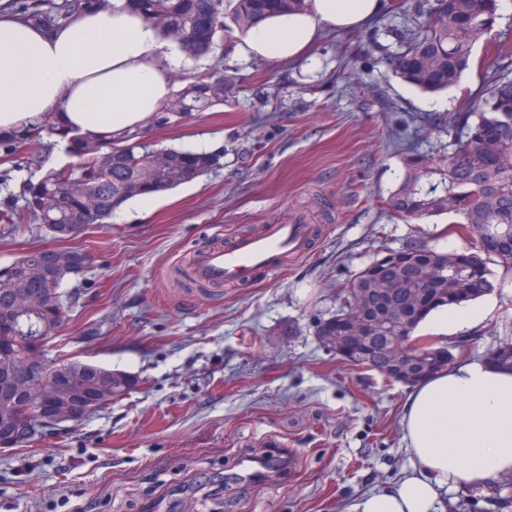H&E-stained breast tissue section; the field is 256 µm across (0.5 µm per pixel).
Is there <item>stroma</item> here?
<instances>
[{"label": "stroma", "mask_w": 512, "mask_h": 512, "mask_svg": "<svg viewBox=\"0 0 512 512\" xmlns=\"http://www.w3.org/2000/svg\"><path fill=\"white\" fill-rule=\"evenodd\" d=\"M384 23L326 31L305 57L272 65L230 52L239 91L162 147L220 154L218 167L155 195L150 211L89 225L67 247L92 257L68 281L65 325L46 348L131 375V391L67 431L0 449V512H347L409 468L400 426L406 385L324 348L318 325L338 288L381 253L424 239L463 250L445 213L411 224L383 201L403 152L442 155L446 130L420 133L434 96L403 83ZM303 220L311 251L248 282L199 288L180 272L198 251L267 224ZM33 224L0 233V265L53 244ZM464 358L512 341V272ZM289 456L291 470L240 486L247 457Z\"/></svg>", "instance_id": "stroma-1"}]
</instances>
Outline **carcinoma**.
Here are the masks:
<instances>
[{"mask_svg":"<svg viewBox=\"0 0 512 512\" xmlns=\"http://www.w3.org/2000/svg\"><path fill=\"white\" fill-rule=\"evenodd\" d=\"M97 0H18L15 7L25 20L52 31ZM310 0H128L139 16L151 21L162 38L178 43L191 58L211 56L214 63L202 72L181 79L183 86L171 93L154 115L158 125H179L196 112L224 105V97L235 91L234 78L224 74V33L244 31L265 18L303 11ZM412 10L413 25L400 35V52L392 65L404 82L424 91L439 92L459 86L463 75L484 72L486 86L466 93L457 110L436 120L448 126L453 140L442 162L418 152L403 155L405 176L392 192L387 205L406 223L425 217L452 213L459 218L452 233L470 241L472 249L443 251L427 243L390 249L349 279L339 291L344 303L333 320H342L360 306L371 288L385 290L389 301L410 306L429 299V306L414 318L413 327L431 311L474 301L497 288L489 263L512 271V246L496 254L484 251L480 237L502 231L512 223V40L491 38L498 0H395L389 12ZM486 42L485 57L476 59L475 45ZM46 137L67 142L77 161L46 170L37 180L23 186L19 199L0 210V223L9 231L30 224H47L50 232L65 224L77 231L99 224L128 201L157 194L192 182L220 164L216 153H198L179 148H157L141 129L97 138L98 153L87 152L82 136L60 126L48 113L36 123L0 134V161L12 163L19 148L31 159L39 157ZM38 248L0 266V327L15 332L19 346L5 358L12 367L23 369L24 345L39 335L52 342L63 327L72 296L65 281L41 285L43 299L35 305L30 295L27 270L42 260ZM434 263L441 270L433 280L422 267ZM457 271L455 286L448 287V271ZM374 320L371 335L359 357L367 368L393 379L389 365L392 346L399 342L398 328L387 312L369 309ZM438 344L413 349L406 360L410 383L418 384L432 373L453 364L435 357ZM489 362L512 370V342L497 345ZM123 376L115 374L96 398L102 409L121 395Z\"/></svg>","mask_w":512,"mask_h":512,"instance_id":"cac0c4a2","label":"carcinoma"}]
</instances>
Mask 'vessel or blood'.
Here are the masks:
<instances>
[{
	"mask_svg": "<svg viewBox=\"0 0 512 512\" xmlns=\"http://www.w3.org/2000/svg\"><path fill=\"white\" fill-rule=\"evenodd\" d=\"M309 238L308 225L268 224L259 234L239 237L230 248L200 252L194 260L195 272L204 281L244 282L261 271L274 268L282 257L304 255ZM281 466V460L276 458H247L235 479L242 484H260Z\"/></svg>",
	"mask_w": 512,
	"mask_h": 512,
	"instance_id": "1",
	"label": "vessel or blood"
}]
</instances>
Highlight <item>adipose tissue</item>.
<instances>
[{"mask_svg":"<svg viewBox=\"0 0 512 512\" xmlns=\"http://www.w3.org/2000/svg\"><path fill=\"white\" fill-rule=\"evenodd\" d=\"M383 0H311L244 33L239 53L284 61L305 53L325 29L360 27ZM177 49L126 0H105L54 31L0 12V132L55 113L68 129L97 137L147 128L171 93ZM482 309L443 307L426 316L435 340L471 336ZM401 427L410 469L391 489L365 493L349 512H446L449 487L492 491L512 474V372L467 359L411 388Z\"/></svg>","mask_w":512,"mask_h":512,"instance_id":"obj_1","label":"adipose tissue"}]
</instances>
